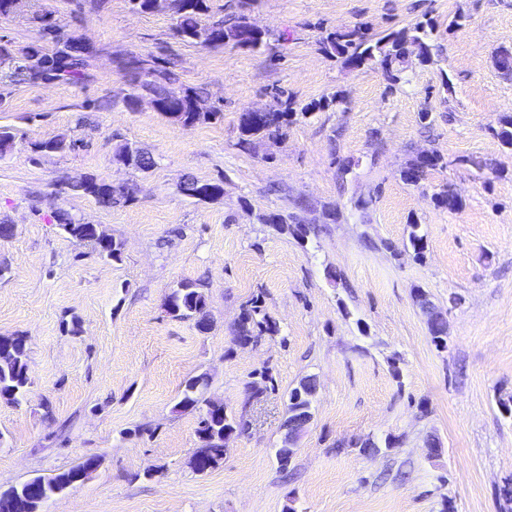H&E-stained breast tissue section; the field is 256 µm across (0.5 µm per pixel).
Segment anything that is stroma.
<instances>
[{"mask_svg": "<svg viewBox=\"0 0 512 512\" xmlns=\"http://www.w3.org/2000/svg\"><path fill=\"white\" fill-rule=\"evenodd\" d=\"M209 6L204 23L248 17L271 34L269 48L185 42L172 13H138L128 0L87 8L77 24L63 0H31L95 56L90 81L13 85L0 106V126L16 134L0 158V222L15 227L0 241V334L26 336L31 378L25 403L0 401V488L94 456L98 467L49 512H512L503 494L512 417L501 408L512 398V148L494 135L512 115V75L494 62L498 49H512V0ZM460 13L466 22L452 26ZM426 16L439 26L435 61L409 66L396 84L377 68L344 69L320 49L327 30L380 37ZM128 56L168 63L206 90L205 107L223 109V120L184 126L158 112L118 73ZM281 89L299 108L334 93L339 102L295 116L281 141L242 150L240 114L274 107ZM104 99L111 109L98 110ZM82 116L91 130L78 127ZM61 136L80 147L34 153ZM125 143L150 152L155 167L118 162ZM422 150L447 165L408 185L399 170ZM188 175L221 182L223 196L184 197ZM86 176L136 183L137 197L104 209L61 192ZM445 184L462 201L452 211L432 201ZM59 210L120 242L121 261L65 238L52 219ZM272 212L316 236L303 244L275 232L263 222ZM414 223L427 239L420 261L406 247ZM183 281L203 283L209 332L167 313ZM417 288L447 310L446 347L431 340ZM258 293L280 332L235 346L234 323ZM265 369L275 392L247 404ZM202 373L207 397L250 423L204 475L190 464L199 415L173 411ZM308 374L318 379L314 418L283 472L275 451L288 394ZM144 424L151 433H138ZM389 436L396 447L371 456L354 447Z\"/></svg>", "mask_w": 512, "mask_h": 512, "instance_id": "stroma-1", "label": "stroma"}]
</instances>
